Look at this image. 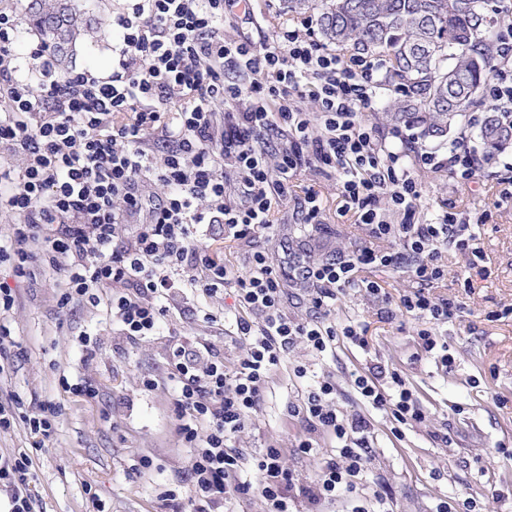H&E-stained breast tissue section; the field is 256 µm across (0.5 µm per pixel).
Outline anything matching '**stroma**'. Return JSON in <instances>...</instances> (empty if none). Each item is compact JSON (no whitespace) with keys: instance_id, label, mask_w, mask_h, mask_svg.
<instances>
[{"instance_id":"obj_1","label":"stroma","mask_w":512,"mask_h":512,"mask_svg":"<svg viewBox=\"0 0 512 512\" xmlns=\"http://www.w3.org/2000/svg\"><path fill=\"white\" fill-rule=\"evenodd\" d=\"M134 0H93L103 30L77 48L74 70L99 76L112 71L119 17ZM317 14H291L283 0H251L250 9L224 24V38L255 44L272 41L280 28ZM422 187L415 219L422 222L453 208L476 233L482 257L444 249V279L431 297L456 306L446 323H430L407 313L400 300L414 286L410 268L371 265L359 279L376 282L380 294L352 288L337 296L330 318L337 325L362 324L365 345L337 337L316 353L290 350L271 373L269 389L252 425L232 439V448L251 454L283 451L285 467L302 482L314 478L336 448L329 434L309 433L288 404H301L310 381L332 380L335 405L370 422L365 497L381 496L387 512H435L448 496L476 500L481 512H512V149L481 164L477 177L458 183L444 170L414 171ZM321 201V221L304 223L308 192ZM334 178L313 168L297 173L274 213L271 228L248 239L227 237L223 225L193 228L196 244L208 248L238 273L249 270L256 253L275 265L340 259L358 248H386L368 226L343 209ZM34 275L17 282L9 262H0V283L15 291V302L0 313L11 344L0 350V406L31 409L52 402L59 410L50 439L31 432L23 418L0 429V454L23 451L36 475L33 512H184L191 495V450L178 431L179 384L172 377V349L209 351L234 368L247 340L235 333V291L187 289L189 268L174 271L177 283L166 300L167 313L151 336L126 335L112 320L107 303L112 288L96 297L64 299L63 281L42 250L32 259ZM429 329L448 346L451 367L425 353L418 333ZM305 366L306 377L294 374ZM374 365L397 371L427 412L425 423L395 437L389 412L366 404L351 383L352 371ZM85 382L93 397L72 392ZM311 438L310 453L298 451Z\"/></svg>"}]
</instances>
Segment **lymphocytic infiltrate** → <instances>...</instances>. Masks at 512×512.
<instances>
[{"label":"lymphocytic infiltrate","mask_w":512,"mask_h":512,"mask_svg":"<svg viewBox=\"0 0 512 512\" xmlns=\"http://www.w3.org/2000/svg\"><path fill=\"white\" fill-rule=\"evenodd\" d=\"M242 0H136L121 17L119 58L108 76L90 72L57 74L43 46L38 83L16 78V22L0 11V144L20 157V166L0 165V212L20 214L16 245L9 258L17 278H25L30 243L40 242L68 290L86 295L108 285L117 291L107 310L127 335L156 332L167 312L162 300L169 273L187 264L199 267L191 287L215 292L234 288L242 316L238 335L249 338L246 356L234 369L210 360L195 368L184 347L172 351L181 387L177 399L180 433L192 450V512H218L232 500L259 494L267 512H291V487L309 506L342 493L355 500L353 512H378L381 498L363 496L360 477L367 458L361 437L369 429L362 416L338 413L335 387L323 381L309 387L302 406L313 432L333 435L337 448L310 482L296 485L283 464V451L265 448L251 455L257 476L239 477L243 453L225 444L251 424L264 400L270 372L298 343L326 352L337 336L362 341L355 324L329 321L338 294L377 283L361 282V266L408 263L416 282L405 295L406 311L445 321L448 300H432L426 285L444 276L442 245L480 256L475 236L455 213L443 212L418 224L413 220L421 186L405 152L391 145L401 131L387 134L362 119L377 100L375 74L384 67L375 56L344 59L327 51L309 32L281 29L269 43L231 42L220 33ZM251 74L249 84L228 81L226 69ZM315 111H307L305 100ZM285 134L277 142L273 133ZM317 163L338 176L347 209L379 239L397 241L394 252L366 248L347 259L301 267L312 285L311 317L291 319L281 309L283 268L256 254L248 273L238 274L194 242L197 224H220L234 238L269 228L270 215L288 193L297 170ZM414 163L447 169L453 177L474 179L476 151L456 145L447 157L420 153ZM167 187L164 197L143 192L145 184ZM234 185L236 199L226 197ZM403 212L404 223L386 220ZM145 220L131 244L113 247L119 225L135 215ZM389 385H382V378ZM352 383L376 409H390L394 434L423 423L427 413L397 372H356ZM30 462L0 455V487L5 512H33Z\"/></svg>","instance_id":"1"}]
</instances>
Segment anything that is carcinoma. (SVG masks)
<instances>
[{"label":"carcinoma","mask_w":512,"mask_h":512,"mask_svg":"<svg viewBox=\"0 0 512 512\" xmlns=\"http://www.w3.org/2000/svg\"><path fill=\"white\" fill-rule=\"evenodd\" d=\"M290 12L319 9L321 37L330 45L385 61L390 91L380 119L403 123L416 139L442 142L461 134L481 93L512 59L499 48L489 0H286ZM27 17L52 57L63 64L100 21L80 0H29ZM480 135L486 160L512 147V111L484 108Z\"/></svg>","instance_id":"carcinoma-1"}]
</instances>
